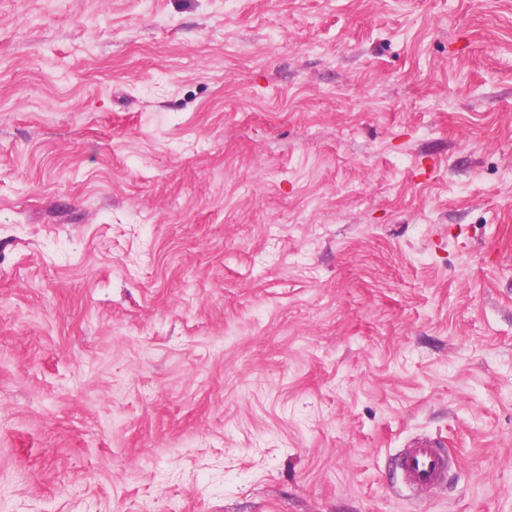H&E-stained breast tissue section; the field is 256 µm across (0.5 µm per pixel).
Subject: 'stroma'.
I'll return each mask as SVG.
<instances>
[{"instance_id": "stroma-1", "label": "stroma", "mask_w": 512, "mask_h": 512, "mask_svg": "<svg viewBox=\"0 0 512 512\" xmlns=\"http://www.w3.org/2000/svg\"><path fill=\"white\" fill-rule=\"evenodd\" d=\"M0 512H512V0H0ZM397 466L405 485L420 492L432 491L448 473V455L436 442L419 439L398 455Z\"/></svg>"}]
</instances>
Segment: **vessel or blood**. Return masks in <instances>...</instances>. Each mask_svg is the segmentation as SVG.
<instances>
[{
	"instance_id": "obj_1",
	"label": "vessel or blood",
	"mask_w": 512,
	"mask_h": 512,
	"mask_svg": "<svg viewBox=\"0 0 512 512\" xmlns=\"http://www.w3.org/2000/svg\"><path fill=\"white\" fill-rule=\"evenodd\" d=\"M397 466L405 485L425 492L434 490L443 482L449 462L447 454L437 443L420 439L399 454Z\"/></svg>"
}]
</instances>
